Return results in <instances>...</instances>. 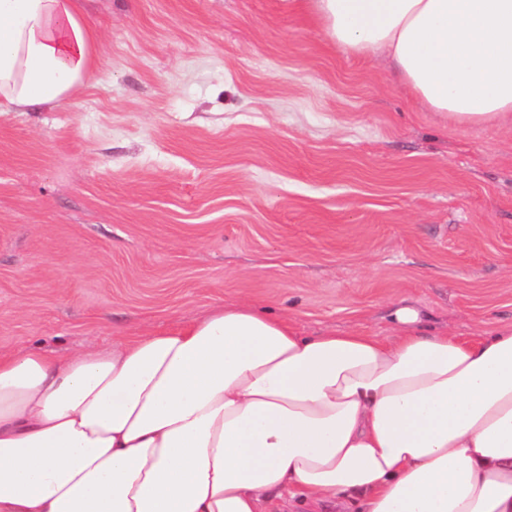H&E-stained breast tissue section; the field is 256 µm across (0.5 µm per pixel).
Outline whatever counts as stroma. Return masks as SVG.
Returning <instances> with one entry per match:
<instances>
[{"instance_id": "35a3bbf8", "label": "stroma", "mask_w": 512, "mask_h": 512, "mask_svg": "<svg viewBox=\"0 0 512 512\" xmlns=\"http://www.w3.org/2000/svg\"><path fill=\"white\" fill-rule=\"evenodd\" d=\"M96 67L0 114V353L247 298L312 335L512 324V123L461 131L294 0H85Z\"/></svg>"}]
</instances>
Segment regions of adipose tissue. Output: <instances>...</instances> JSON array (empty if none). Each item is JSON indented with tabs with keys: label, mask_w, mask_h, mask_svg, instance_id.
Wrapping results in <instances>:
<instances>
[{
	"label": "adipose tissue",
	"mask_w": 512,
	"mask_h": 512,
	"mask_svg": "<svg viewBox=\"0 0 512 512\" xmlns=\"http://www.w3.org/2000/svg\"><path fill=\"white\" fill-rule=\"evenodd\" d=\"M426 110L512 120V0H299ZM83 0H0V113L77 95ZM512 512V325L301 333L249 300L165 333L0 355V512Z\"/></svg>",
	"instance_id": "obj_1"
}]
</instances>
